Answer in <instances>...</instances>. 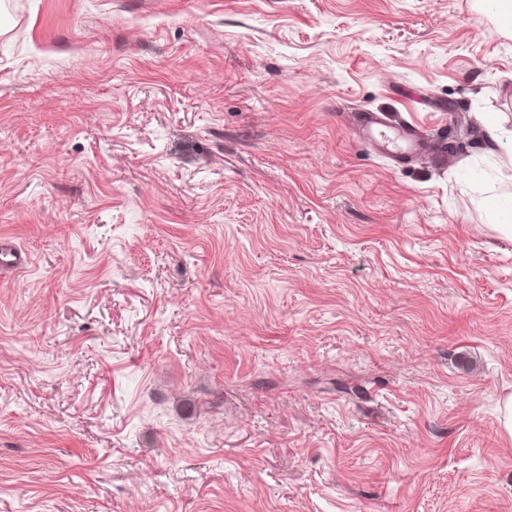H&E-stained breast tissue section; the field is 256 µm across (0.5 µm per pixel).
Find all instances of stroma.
<instances>
[{
    "mask_svg": "<svg viewBox=\"0 0 512 512\" xmlns=\"http://www.w3.org/2000/svg\"><path fill=\"white\" fill-rule=\"evenodd\" d=\"M489 115L491 0H5L0 512H512ZM353 126L360 140L370 143L393 160L411 159L422 153L448 154L440 142L424 139L409 124H391L380 112H356ZM27 264V257L10 241H0V271L19 269Z\"/></svg>",
    "mask_w": 512,
    "mask_h": 512,
    "instance_id": "1",
    "label": "stroma"
}]
</instances>
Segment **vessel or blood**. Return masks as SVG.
Masks as SVG:
<instances>
[{
	"instance_id": "b4317fda",
	"label": "vessel or blood",
	"mask_w": 512,
	"mask_h": 512,
	"mask_svg": "<svg viewBox=\"0 0 512 512\" xmlns=\"http://www.w3.org/2000/svg\"><path fill=\"white\" fill-rule=\"evenodd\" d=\"M356 136L370 143L391 159L406 160L422 153H444L445 147L438 141L424 139L408 124H392L379 112L363 111L354 115ZM27 263V257L10 241H0V271L19 269Z\"/></svg>"
}]
</instances>
